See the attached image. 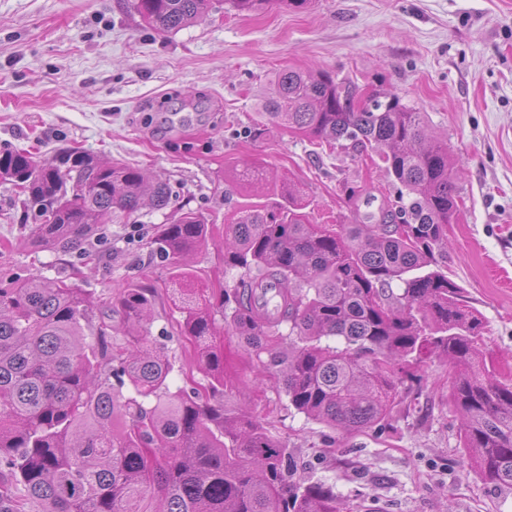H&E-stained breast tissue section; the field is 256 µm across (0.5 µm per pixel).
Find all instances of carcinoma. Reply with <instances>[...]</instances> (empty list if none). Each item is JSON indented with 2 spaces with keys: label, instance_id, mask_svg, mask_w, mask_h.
Segmentation results:
<instances>
[{
  "label": "carcinoma",
  "instance_id": "carcinoma-1",
  "mask_svg": "<svg viewBox=\"0 0 512 512\" xmlns=\"http://www.w3.org/2000/svg\"><path fill=\"white\" fill-rule=\"evenodd\" d=\"M230 4L242 12L308 0ZM130 8L174 32L201 20L211 0ZM258 107L270 124L375 159L397 200L362 214L375 196L351 187L354 220L312 224L305 193L245 164L239 181L272 186L280 201L225 225L224 266L240 275L216 292L195 287L186 262L213 227L192 211L161 225L155 253L178 285L200 389L171 391L167 354L141 334L153 289L129 284L98 310L69 275L0 288V512L30 501L39 512H340L333 486L295 483L288 448L224 409V396H243L248 384L224 377L218 312L256 363L255 387L282 390L297 412L334 430L384 428L411 390L405 382H420L410 367L441 354L461 447L482 481L512 489V378L486 364L481 321L436 259L459 210L448 145L398 96L375 90L364 101L359 85L328 71L278 72ZM56 160L0 149V181L22 190L44 247L75 249L147 197L157 209L169 203V184L139 168L83 150ZM114 312L123 326L112 325Z\"/></svg>",
  "mask_w": 512,
  "mask_h": 512
}]
</instances>
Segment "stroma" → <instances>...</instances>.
Masks as SVG:
<instances>
[{"label": "stroma", "mask_w": 512, "mask_h": 512, "mask_svg": "<svg viewBox=\"0 0 512 512\" xmlns=\"http://www.w3.org/2000/svg\"><path fill=\"white\" fill-rule=\"evenodd\" d=\"M288 68L397 93L447 141L461 201L438 264L478 312L487 362L512 371V0H311L252 12L214 0L203 20L172 33L150 28L128 0H0V148L44 162L78 147L171 188L166 208L146 205L99 225L88 263L80 250L34 243L16 188L0 183V285L74 268L104 301L129 283L155 285L147 341L171 358V390L189 386L192 349L152 244L159 225L180 209L203 214L214 239L191 265L208 287L230 288L238 272L224 265L225 224L277 202L238 181L244 162L288 177L308 195L316 224L348 221L347 187L395 196L369 160L266 124L257 102ZM417 373L419 387L403 395L383 434L315 423L272 388L248 400L226 395L224 406L288 446L297 480L332 484L355 512H512V490L482 482L459 446L445 360L430 357Z\"/></svg>", "instance_id": "1"}]
</instances>
